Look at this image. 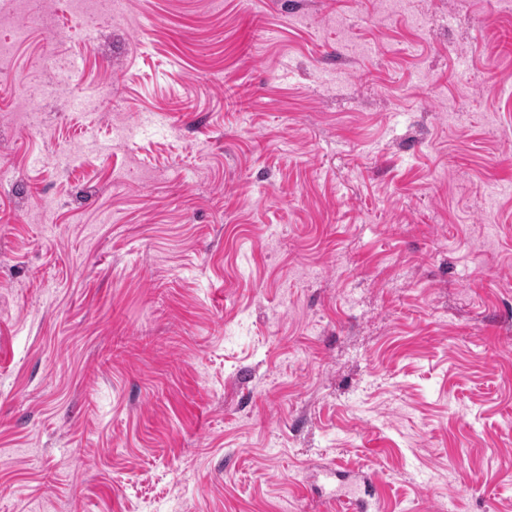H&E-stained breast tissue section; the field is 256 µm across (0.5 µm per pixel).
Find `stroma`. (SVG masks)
Here are the masks:
<instances>
[{
	"label": "stroma",
	"mask_w": 512,
	"mask_h": 512,
	"mask_svg": "<svg viewBox=\"0 0 512 512\" xmlns=\"http://www.w3.org/2000/svg\"><path fill=\"white\" fill-rule=\"evenodd\" d=\"M7 39L0 512H331L329 466L512 512V16L19 0Z\"/></svg>",
	"instance_id": "obj_1"
}]
</instances>
